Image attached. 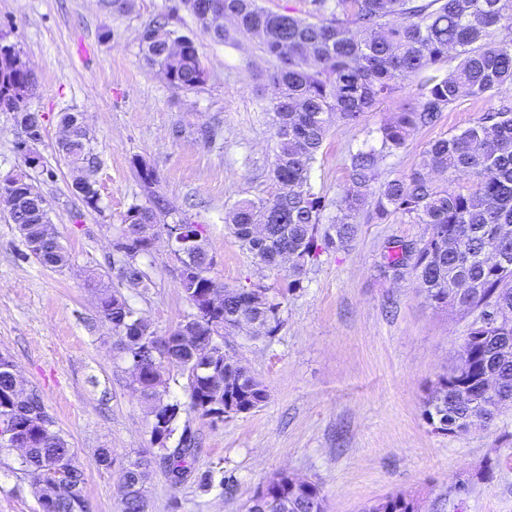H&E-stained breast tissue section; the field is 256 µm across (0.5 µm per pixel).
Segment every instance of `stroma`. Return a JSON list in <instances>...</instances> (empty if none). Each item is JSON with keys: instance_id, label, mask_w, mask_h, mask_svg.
Masks as SVG:
<instances>
[{"instance_id": "1", "label": "stroma", "mask_w": 512, "mask_h": 512, "mask_svg": "<svg viewBox=\"0 0 512 512\" xmlns=\"http://www.w3.org/2000/svg\"><path fill=\"white\" fill-rule=\"evenodd\" d=\"M160 14L195 40L207 72L199 88H174L147 62L140 35ZM0 46L34 72L26 106L42 117L36 148L47 168L29 177L70 255L62 268L28 257L0 208V353L55 417L85 473L90 512H117L120 466L153 450L152 418L86 283L101 277L161 335L192 311L165 239L143 260L148 287L128 286L111 268L122 217L144 200L134 167L140 161L157 173V190L171 206L167 223L206 226L217 281L285 290L284 272L258 266L224 223L236 201L275 190L269 64L249 37L211 40L179 0H135L121 16L103 0H0ZM410 97L409 87L399 88L359 122L330 129L311 173L325 217L335 215L348 185L350 153L374 145L377 129ZM505 100L512 102V90L460 100L387 156L376 184L409 172L429 142L459 133ZM64 112L86 118L100 161L92 178L101 211L83 204L58 155ZM356 221L348 247L308 263L301 288L283 303L275 336L225 337V348L263 382L268 398L215 427L183 413L179 427L200 452L182 481L151 469L149 512H245L255 491L281 471L317 483L325 512H363L395 492L416 498L421 512H512V403L464 435L434 431L422 417L438 376L459 363L473 320L431 306L412 273L396 280L378 270L389 240L421 241L426 225L398 216L378 224L364 214ZM104 448L112 467L97 462ZM205 476L212 487L202 486ZM40 494L20 473L17 452L0 450V512H39Z\"/></svg>"}]
</instances>
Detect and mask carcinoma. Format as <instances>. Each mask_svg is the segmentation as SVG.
<instances>
[{
	"label": "carcinoma",
	"instance_id": "cac0c4a2",
	"mask_svg": "<svg viewBox=\"0 0 512 512\" xmlns=\"http://www.w3.org/2000/svg\"><path fill=\"white\" fill-rule=\"evenodd\" d=\"M214 2L217 14L208 17L198 0H182L213 40L233 42L243 33L256 40L271 64L266 81L277 141L272 170L276 191L268 198L235 202L225 223L259 265L270 270L288 265V283L278 298L260 285L224 286L211 276L215 259L206 228L194 225L204 252L190 270L180 273L183 293L193 308L203 306L212 288L224 293L221 309L201 319L194 311L187 318L186 324L196 327L195 344L182 343L176 331L157 335L128 301L117 302L110 287L90 283L120 349L135 359L133 383L143 403L152 415L168 414L159 453H141L122 467L120 512H146L143 478L155 464L179 480L189 473L197 452L194 438L184 432L175 447L168 446L178 430L181 407L164 400L165 374L176 369L186 376L189 409L213 424L216 410L227 419L259 408L266 388L224 349V336L252 329L276 335L283 299L301 287L307 264L326 248L351 243L358 233L356 217L366 209L378 224L398 215L429 226L427 238L418 243L388 241L381 273L398 279L410 269L436 306L479 312L469 332L470 366L438 377L424 402L425 421L433 427L451 421L454 432L468 431L470 424L462 417L477 410L473 402H489L484 396L488 377L502 381V398L512 402V358H497L498 336L505 329L512 336V105L481 115L459 134L430 142L417 167L369 194L379 162L416 131L434 125L463 98L512 87V0H310L306 18L294 10H268L259 0ZM140 41L146 59L160 68L169 85L188 91L204 84L206 71L194 39L171 29L168 17L150 21ZM450 54L457 60L452 71L443 77L427 74ZM15 59L11 48L0 47V106L26 117L28 79ZM416 78L419 88L413 101L377 130L380 147L350 153L348 186L336 201L330 233L318 239L326 203L313 192L310 174L330 128L339 121L358 122L400 83ZM60 156L77 171L98 164L88 143ZM136 172L148 203L130 206L123 227L154 224L159 232L167 231L164 217L170 206L155 190V170L140 165ZM463 179L469 187L458 185ZM78 180L85 205L99 210L95 182L82 176ZM40 196L22 173L5 198L7 203H25L23 237L34 242L49 220L35 204ZM274 214L282 220H271ZM152 250L150 244L132 243L129 252L113 260L118 277L147 287L139 259ZM30 253L47 266L63 267L69 261L60 244L54 251L34 248ZM6 366L0 358V426H12L25 445L19 470L35 485L57 481L53 506L43 503L41 512H75L84 502L83 470L40 392L33 389L18 399ZM293 483L281 472L266 481L270 496L280 499L291 496ZM364 512H419V504L393 493Z\"/></svg>",
	"mask_w": 512,
	"mask_h": 512
}]
</instances>
